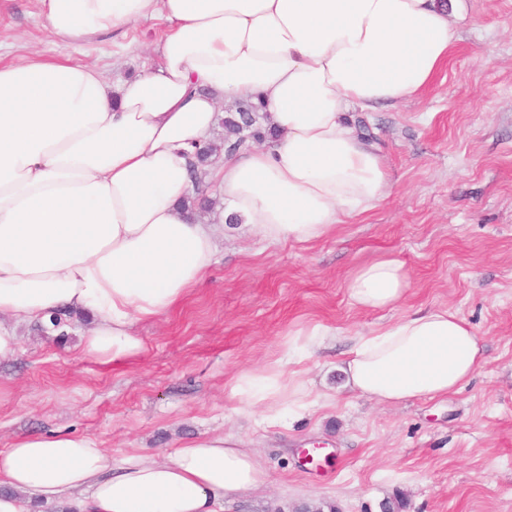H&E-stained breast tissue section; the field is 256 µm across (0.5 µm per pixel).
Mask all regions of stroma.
I'll return each instance as SVG.
<instances>
[{"label": "stroma", "instance_id": "1", "mask_svg": "<svg viewBox=\"0 0 512 512\" xmlns=\"http://www.w3.org/2000/svg\"><path fill=\"white\" fill-rule=\"evenodd\" d=\"M37 0H0V63L40 54L92 63L111 81L157 64L145 50L169 23L141 21L60 42ZM458 40L428 91L357 114L390 174L376 208L311 243H268L224 227L204 283L162 319L140 323L142 352L117 366L85 356L86 316L63 331L19 326L0 362V451L32 433H71L113 454L172 453L214 431L261 458L265 482L224 512H512V0H461ZM389 258L409 277L391 309L354 306L346 282ZM434 308L456 312L482 347L453 393L383 404L351 392L341 371L355 336ZM321 324L335 343L301 367L312 398L268 426L232 391L284 356L291 335Z\"/></svg>", "mask_w": 512, "mask_h": 512}]
</instances>
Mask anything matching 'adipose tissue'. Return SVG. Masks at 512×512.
<instances>
[{"label": "adipose tissue", "mask_w": 512, "mask_h": 512, "mask_svg": "<svg viewBox=\"0 0 512 512\" xmlns=\"http://www.w3.org/2000/svg\"><path fill=\"white\" fill-rule=\"evenodd\" d=\"M64 41L147 18L170 24L159 67L110 82L93 64H0V361L18 327L87 315L86 355L117 365L142 350L136 322L159 319L204 279L225 222L268 242H309L387 194L390 176L358 111L421 96L457 41L445 0H39ZM254 103L274 132L203 169L212 221L187 211L189 162L222 104ZM353 304L394 306L408 277L393 259L355 270ZM466 321L433 309L355 338L347 384L380 403L451 393L480 364ZM284 360L233 391L282 423L310 406ZM256 453L215 434L174 453L115 458L90 438L35 434L0 451V512H223L258 489Z\"/></svg>", "instance_id": "obj_1"}]
</instances>
